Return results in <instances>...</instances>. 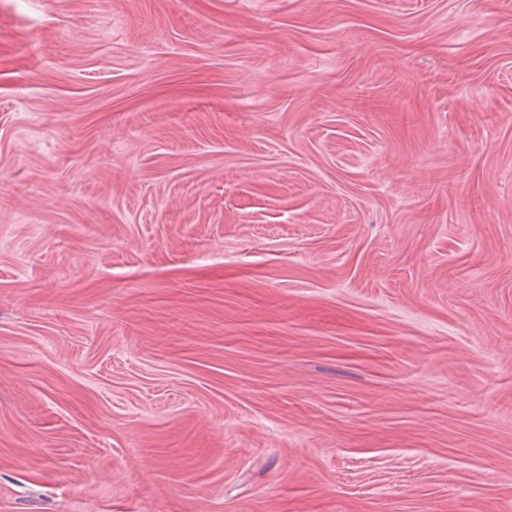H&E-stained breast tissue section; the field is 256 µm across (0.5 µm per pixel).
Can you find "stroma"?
Returning a JSON list of instances; mask_svg holds the SVG:
<instances>
[{"label":"stroma","instance_id":"obj_1","mask_svg":"<svg viewBox=\"0 0 512 512\" xmlns=\"http://www.w3.org/2000/svg\"><path fill=\"white\" fill-rule=\"evenodd\" d=\"M0 512H512V0H0Z\"/></svg>","mask_w":512,"mask_h":512}]
</instances>
